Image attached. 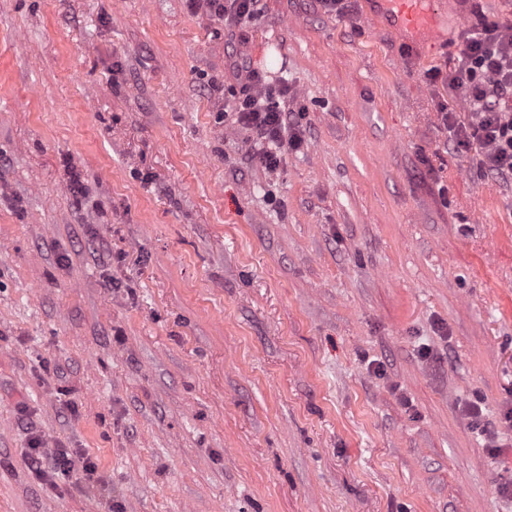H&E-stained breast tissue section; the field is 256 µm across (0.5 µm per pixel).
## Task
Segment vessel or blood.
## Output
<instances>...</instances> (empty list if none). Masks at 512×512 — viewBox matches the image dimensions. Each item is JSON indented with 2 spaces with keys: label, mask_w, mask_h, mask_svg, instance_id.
<instances>
[{
  "label": "vessel or blood",
  "mask_w": 512,
  "mask_h": 512,
  "mask_svg": "<svg viewBox=\"0 0 512 512\" xmlns=\"http://www.w3.org/2000/svg\"><path fill=\"white\" fill-rule=\"evenodd\" d=\"M377 13L412 42L447 35V18L430 9L429 0H375Z\"/></svg>",
  "instance_id": "vessel-or-blood-1"
}]
</instances>
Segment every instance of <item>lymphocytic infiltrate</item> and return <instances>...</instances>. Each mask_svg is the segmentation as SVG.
I'll return each mask as SVG.
<instances>
[{
	"instance_id": "lymphocytic-infiltrate-1",
	"label": "lymphocytic infiltrate",
	"mask_w": 512,
	"mask_h": 512,
	"mask_svg": "<svg viewBox=\"0 0 512 512\" xmlns=\"http://www.w3.org/2000/svg\"><path fill=\"white\" fill-rule=\"evenodd\" d=\"M237 84L225 111L249 131L259 160L278 169L288 152L304 142L301 111H284L281 99L288 85L267 84L243 56L234 60ZM430 82L441 83L464 113L442 112L444 129L456 147L470 151L478 169L501 178L512 177V25L484 21L469 30L448 69L428 71Z\"/></svg>"
}]
</instances>
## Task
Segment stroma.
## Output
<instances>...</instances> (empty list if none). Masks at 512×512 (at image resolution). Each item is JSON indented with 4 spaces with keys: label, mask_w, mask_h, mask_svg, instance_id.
Segmentation results:
<instances>
[{
    "label": "stroma",
    "mask_w": 512,
    "mask_h": 512,
    "mask_svg": "<svg viewBox=\"0 0 512 512\" xmlns=\"http://www.w3.org/2000/svg\"><path fill=\"white\" fill-rule=\"evenodd\" d=\"M435 6L447 42L411 45L371 0L233 35L191 0H0V512H512V179L425 77L512 0ZM237 53L303 111L278 170L224 117ZM464 415L469 420L472 427L481 429V432L486 436L487 447L493 456H500V446L495 445L496 432L494 429L489 428L488 423L484 422L482 409L477 404L468 403L463 407ZM43 444L40 437H35L31 442L32 448H29V455L37 475L45 478L49 476V472L66 474L69 461L77 451H71L68 448H53L51 450L40 448L44 447Z\"/></svg>",
    "instance_id": "stroma-1"
}]
</instances>
